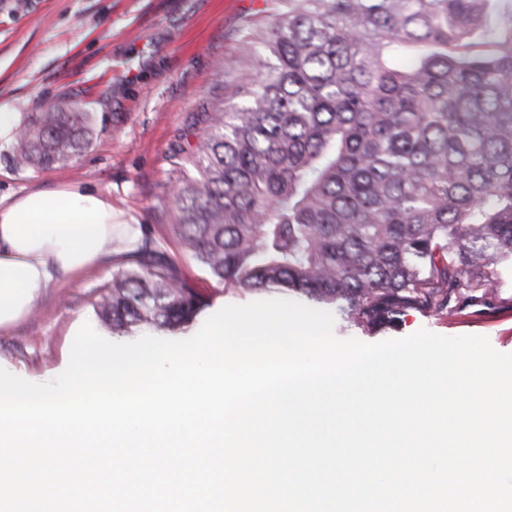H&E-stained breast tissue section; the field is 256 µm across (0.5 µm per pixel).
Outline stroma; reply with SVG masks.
Listing matches in <instances>:
<instances>
[{
    "label": "stroma",
    "instance_id": "1",
    "mask_svg": "<svg viewBox=\"0 0 512 512\" xmlns=\"http://www.w3.org/2000/svg\"><path fill=\"white\" fill-rule=\"evenodd\" d=\"M270 24L269 0H0V110L29 120L54 100L95 116L89 147L77 158L42 170L8 160L12 138L0 139V200L34 190L78 184L105 194L127 223L140 225L144 242L163 251L178 274L205 300L181 338L227 305L251 295L216 284L169 228V147H193V118L221 106L218 75L238 52L246 21ZM113 274L112 259L47 288L32 314L0 330V368L47 383L68 365L83 324L104 338L132 342L158 336L140 325L115 330L97 302ZM427 329L444 336L480 335L512 353V266L496 268L487 295H470L436 314L408 309L369 330L335 319L337 339L374 344Z\"/></svg>",
    "mask_w": 512,
    "mask_h": 512
}]
</instances>
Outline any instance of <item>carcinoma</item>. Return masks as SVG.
Here are the masks:
<instances>
[{
    "mask_svg": "<svg viewBox=\"0 0 512 512\" xmlns=\"http://www.w3.org/2000/svg\"><path fill=\"white\" fill-rule=\"evenodd\" d=\"M224 62L226 105L171 145L170 230L211 279L380 324L490 288L512 262V11L493 0H274ZM56 101L13 159L79 156L91 112ZM98 308L112 328L190 324L203 298L142 246Z\"/></svg>",
    "mask_w": 512,
    "mask_h": 512,
    "instance_id": "carcinoma-1",
    "label": "carcinoma"
}]
</instances>
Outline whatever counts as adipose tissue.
I'll use <instances>...</instances> for the list:
<instances>
[{"mask_svg":"<svg viewBox=\"0 0 512 512\" xmlns=\"http://www.w3.org/2000/svg\"><path fill=\"white\" fill-rule=\"evenodd\" d=\"M139 225L119 221L111 201L81 186L0 201V328L26 317L44 288L136 243Z\"/></svg>","mask_w":512,"mask_h":512,"instance_id":"1","label":"adipose tissue"}]
</instances>
